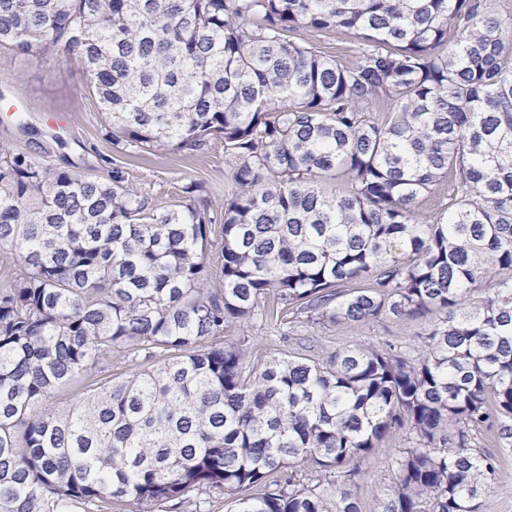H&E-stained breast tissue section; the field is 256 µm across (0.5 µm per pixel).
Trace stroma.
<instances>
[{
    "label": "stroma",
    "instance_id": "obj_1",
    "mask_svg": "<svg viewBox=\"0 0 512 512\" xmlns=\"http://www.w3.org/2000/svg\"><path fill=\"white\" fill-rule=\"evenodd\" d=\"M88 76L80 64L53 52L30 55L0 54V144L41 161L52 171L68 170L92 179L123 169L130 181L162 205L183 203V185L195 181L209 192L213 206L224 202L228 168L224 148L215 144L195 153H113L101 137L104 117L88 93ZM440 314H426L397 322L357 324L329 331L335 345L384 346L400 341L423 348L424 334ZM399 435L367 456L352 461L363 512H375L378 497L394 480L390 460L407 447ZM486 449L499 458L490 489L482 495L481 512H512V445L488 437Z\"/></svg>",
    "mask_w": 512,
    "mask_h": 512
}]
</instances>
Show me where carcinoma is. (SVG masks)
<instances>
[{
    "mask_svg": "<svg viewBox=\"0 0 512 512\" xmlns=\"http://www.w3.org/2000/svg\"><path fill=\"white\" fill-rule=\"evenodd\" d=\"M496 2L0 0V51L76 58L113 152L215 139L231 169L220 209L162 208L119 168L93 180L0 147V254L20 261L0 284V512L210 492L230 512H362L347 464L403 432L376 512H480L499 469L481 437L512 442ZM336 29L352 58L320 42ZM432 309L424 350L297 335L260 362L224 338ZM78 376V401L53 404Z\"/></svg>",
    "mask_w": 512,
    "mask_h": 512,
    "instance_id": "carcinoma-1",
    "label": "carcinoma"
}]
</instances>
